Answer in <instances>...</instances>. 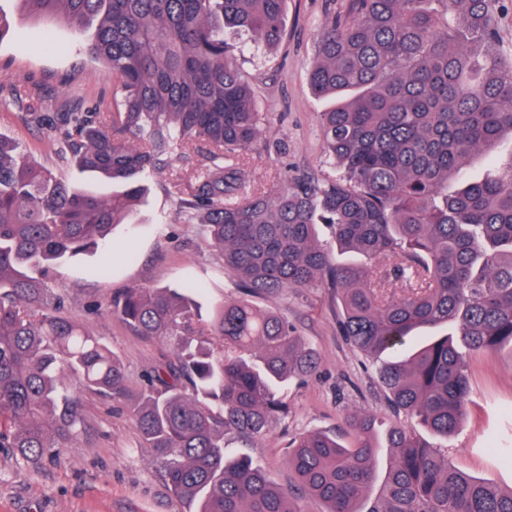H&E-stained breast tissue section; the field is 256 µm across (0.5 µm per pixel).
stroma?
Masks as SVG:
<instances>
[{"mask_svg":"<svg viewBox=\"0 0 512 512\" xmlns=\"http://www.w3.org/2000/svg\"><path fill=\"white\" fill-rule=\"evenodd\" d=\"M348 3L288 0L286 37L272 48L225 32L241 71L254 84V107L263 117L261 141L240 159L249 188L272 192L287 177L302 172L334 175L319 125L329 104L312 94L308 73L316 60L318 29L331 14L345 12ZM0 13L11 22L10 34L0 40V99L10 95L12 86L24 83L38 93L46 112L57 111L67 99L112 100V74L86 55L83 36L65 23L50 22L48 39L35 38V24L14 0H0ZM0 133L66 180L109 195L107 185L63 166L51 154L44 130L17 109H0ZM269 141L280 142L281 152L267 151ZM204 162L203 153L189 148L163 172L145 176L147 202L134 226L113 230L107 274L98 272L99 255H82L51 283L54 293L64 297L67 315L88 325L122 362L133 388L152 367L171 357L172 345L133 334L107 310L89 312L91 300L118 288H180L189 283L201 286L198 300L205 307L237 295L201 225L185 223L179 208L181 193L189 192ZM258 304L294 323L319 358L315 375L285 389L287 417L246 451L271 479L285 484L287 447L295 434L344 433L343 417L349 412L386 420L392 414L368 361L336 334L332 289L308 288L262 298ZM467 372L472 406L460 432L449 441L423 428L418 434L456 468L502 490L512 489V349L468 356ZM83 402L86 429L76 446L34 466L17 461L11 449L0 448V512H182L162 462L140 446L127 403L90 392Z\"/></svg>","mask_w":512,"mask_h":512,"instance_id":"35a3bbf8","label":"stroma"}]
</instances>
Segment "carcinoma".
Wrapping results in <instances>:
<instances>
[{"instance_id":"cac0c4a2","label":"carcinoma","mask_w":512,"mask_h":512,"mask_svg":"<svg viewBox=\"0 0 512 512\" xmlns=\"http://www.w3.org/2000/svg\"><path fill=\"white\" fill-rule=\"evenodd\" d=\"M37 20L95 25L85 52L118 83L114 109L43 112L51 151L112 182L108 198L36 164L0 134V448L36 463L77 443L82 392L129 403L141 447L165 466L185 512H512V490L474 479L397 421L352 412L347 446L314 432L290 445V485L271 481L246 447L288 414L283 389L313 374L297 328L254 303L322 286L336 292L337 331L378 362L391 411L449 440L467 416L466 358L512 346V162L448 192L475 152L512 136V63L499 53L498 0H349L319 28L312 93L323 147L341 175L298 174L274 192L246 189L238 158L260 139L254 91L224 29L266 45L285 35L287 0H18ZM205 151L189 224L208 228L238 297L204 315L187 284L100 298L137 336L173 342V357L129 390L124 367L86 325L63 315L50 280L131 224L147 188L192 144ZM333 232L337 253L317 241ZM406 292L387 293L391 281ZM390 449L379 477L378 448Z\"/></svg>"}]
</instances>
